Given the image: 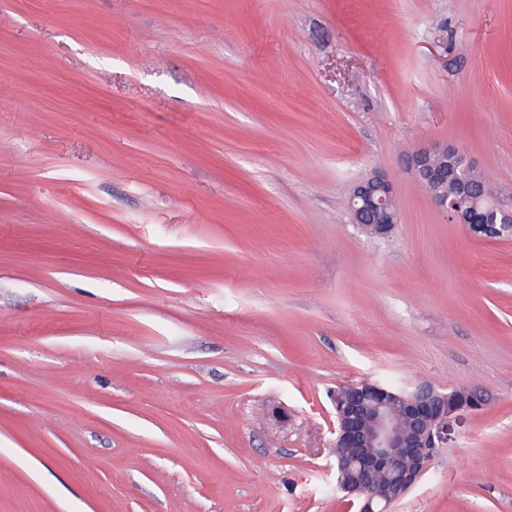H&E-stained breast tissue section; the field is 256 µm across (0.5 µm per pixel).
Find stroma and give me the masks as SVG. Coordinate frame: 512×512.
Wrapping results in <instances>:
<instances>
[{"label": "stroma", "mask_w": 512, "mask_h": 512, "mask_svg": "<svg viewBox=\"0 0 512 512\" xmlns=\"http://www.w3.org/2000/svg\"><path fill=\"white\" fill-rule=\"evenodd\" d=\"M438 142L512 206V0H0V512H358L361 381L484 399L391 512H512V240ZM407 164L415 181L453 223L464 224L479 238H512V209L494 199L485 181L483 195L494 200L485 209L477 206L483 177L463 148L434 144L414 151ZM350 209L354 221L375 236L387 235L398 224L393 188L378 173L370 174L353 188Z\"/></svg>", "instance_id": "35a3bbf8"}]
</instances>
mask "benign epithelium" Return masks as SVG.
Listing matches in <instances>:
<instances>
[{
  "instance_id": "obj_1",
  "label": "benign epithelium",
  "mask_w": 512,
  "mask_h": 512,
  "mask_svg": "<svg viewBox=\"0 0 512 512\" xmlns=\"http://www.w3.org/2000/svg\"><path fill=\"white\" fill-rule=\"evenodd\" d=\"M408 168L436 207L455 224L479 238L511 239L512 209L496 200L477 206L482 175L465 150L434 144L414 151ZM353 219L375 236L388 234L398 223L391 184L372 173L352 190ZM352 406L340 418L336 447L351 460L339 482L360 512H389L421 480L437 449L447 440L448 422L464 411H477L483 399L469 387L450 397L428 385L413 391L375 384L351 385Z\"/></svg>"
}]
</instances>
